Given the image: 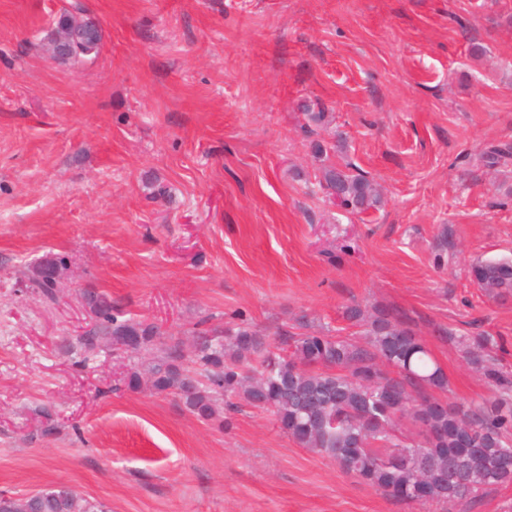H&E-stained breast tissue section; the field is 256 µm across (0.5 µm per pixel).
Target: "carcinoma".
Listing matches in <instances>:
<instances>
[{
    "instance_id": "obj_1",
    "label": "carcinoma",
    "mask_w": 512,
    "mask_h": 512,
    "mask_svg": "<svg viewBox=\"0 0 512 512\" xmlns=\"http://www.w3.org/2000/svg\"><path fill=\"white\" fill-rule=\"evenodd\" d=\"M73 39L71 65L98 56L102 32L88 17L63 12L49 43ZM322 186L336 204L365 213L380 205L372 180L350 169L327 166ZM62 264L47 261L33 284L56 297ZM470 276L493 300L512 298V259L477 261ZM83 298L92 324L81 337L94 353L102 341L124 351H157L147 370L151 388L170 392L197 417H216L245 404L272 413L296 444L330 458L361 483L408 503L466 505L481 492L512 486V372L489 353V336H461L470 364L495 389L481 402H447L448 376L402 316L389 308L353 304L344 318L359 336L330 329L285 336L289 349L275 352L251 327L194 337V358L185 364L183 342L163 340L153 323L118 320L112 298L91 289ZM0 512H108L61 485L22 496L0 493Z\"/></svg>"
}]
</instances>
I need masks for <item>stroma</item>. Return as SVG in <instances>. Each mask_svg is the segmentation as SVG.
<instances>
[{
  "label": "stroma",
  "instance_id": "obj_1",
  "mask_svg": "<svg viewBox=\"0 0 512 512\" xmlns=\"http://www.w3.org/2000/svg\"><path fill=\"white\" fill-rule=\"evenodd\" d=\"M97 60L54 62L61 11ZM484 48L475 58L471 46ZM325 109L328 125L309 123ZM344 149L318 158L316 142ZM512 0H0V492L67 485L110 512H459L405 504L303 448L269 413L202 421L115 390L147 355L88 357V288L191 343L397 310L459 402L490 398L460 336L512 371V300L473 261L512 257ZM351 162L379 210L319 184ZM60 261L54 301L31 281ZM67 34L73 39L70 65L74 66L83 59L97 58L102 42V32L89 24L87 16L63 12L55 21L49 38L51 46L60 39L52 53L54 59L67 54L68 43L62 38Z\"/></svg>",
  "mask_w": 512,
  "mask_h": 512
}]
</instances>
